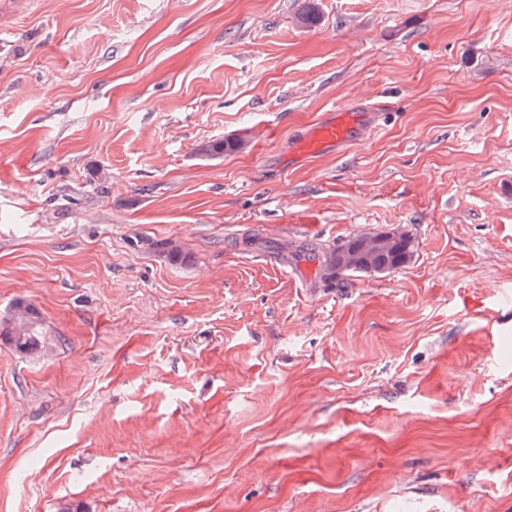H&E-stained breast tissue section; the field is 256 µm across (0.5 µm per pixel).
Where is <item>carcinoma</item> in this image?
<instances>
[{"label":"carcinoma","mask_w":512,"mask_h":512,"mask_svg":"<svg viewBox=\"0 0 512 512\" xmlns=\"http://www.w3.org/2000/svg\"><path fill=\"white\" fill-rule=\"evenodd\" d=\"M243 147L241 141L216 140L200 146L199 152L203 155H219L226 150H240ZM414 256L415 242L408 233L397 237L385 232L361 233L331 253L325 270L338 274L347 271L383 274L409 264ZM0 335L9 337L21 351L38 346L41 329L35 310L22 301L17 302L9 321L0 327Z\"/></svg>","instance_id":"cac0c4a2"}]
</instances>
